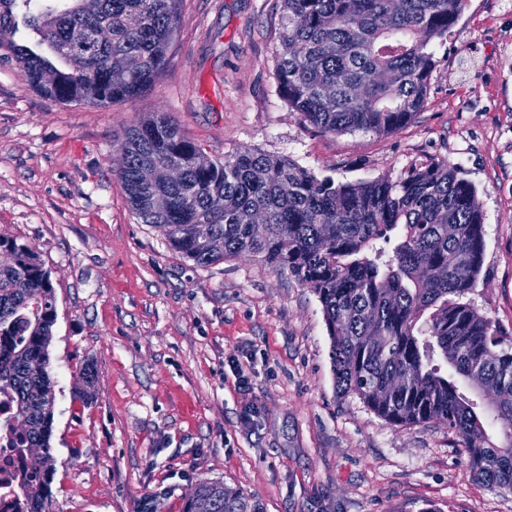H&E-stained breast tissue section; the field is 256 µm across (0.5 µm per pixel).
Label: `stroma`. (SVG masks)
I'll use <instances>...</instances> for the list:
<instances>
[{"label":"stroma","mask_w":512,"mask_h":512,"mask_svg":"<svg viewBox=\"0 0 512 512\" xmlns=\"http://www.w3.org/2000/svg\"><path fill=\"white\" fill-rule=\"evenodd\" d=\"M280 5L182 0L162 76L109 106L55 102L0 65V235L36 247L56 292L52 512H182L203 479L264 512H512L446 428L337 395L309 288L250 256L195 265L129 209L115 159L153 112L210 159L249 148L340 182L448 159L484 216L466 299L512 351V0H468L409 124L336 136L279 93Z\"/></svg>","instance_id":"stroma-1"}]
</instances>
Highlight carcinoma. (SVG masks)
<instances>
[{
    "instance_id": "carcinoma-1",
    "label": "carcinoma",
    "mask_w": 512,
    "mask_h": 512,
    "mask_svg": "<svg viewBox=\"0 0 512 512\" xmlns=\"http://www.w3.org/2000/svg\"><path fill=\"white\" fill-rule=\"evenodd\" d=\"M466 2L281 0L279 91L324 134L389 133L423 107L437 67L428 47L448 38ZM180 3L0 0V64L62 103L136 98L165 69ZM18 8L38 36L33 48L15 40ZM99 29L111 37L93 54L74 49ZM173 160L183 167L179 183L164 177ZM116 170L139 223L159 229L182 258L205 267L249 255L316 295L340 397L395 426L447 428L479 481L512 491V352L462 301L483 265L484 220L474 187L448 161L337 182L250 149L212 160L154 112L125 129ZM197 224L211 225L221 245L199 240ZM2 250L16 260L0 266V393L23 425L9 429L21 480L8 512H52L55 290L35 247L0 236ZM79 375L88 405L93 362ZM203 502L210 512H263L254 496L220 481H200L183 512Z\"/></svg>"
}]
</instances>
